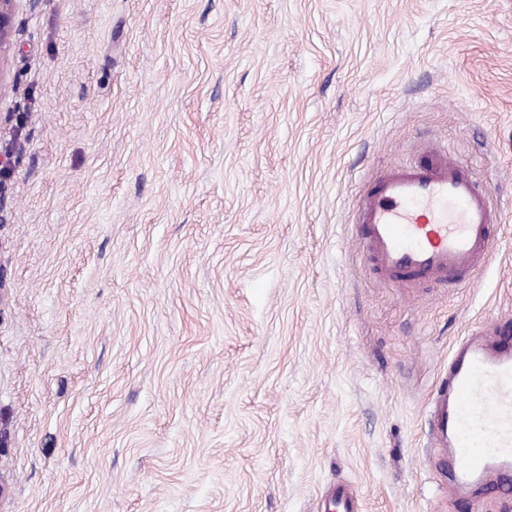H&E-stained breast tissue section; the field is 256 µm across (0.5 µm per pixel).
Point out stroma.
Wrapping results in <instances>:
<instances>
[{"instance_id": "obj_1", "label": "stroma", "mask_w": 512, "mask_h": 512, "mask_svg": "<svg viewBox=\"0 0 512 512\" xmlns=\"http://www.w3.org/2000/svg\"><path fill=\"white\" fill-rule=\"evenodd\" d=\"M442 146L490 257L382 279L359 198ZM5 149L0 512H512L424 422L512 319V0H16Z\"/></svg>"}]
</instances>
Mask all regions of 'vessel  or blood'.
<instances>
[{
	"label": "vessel or blood",
	"instance_id": "b4317fda",
	"mask_svg": "<svg viewBox=\"0 0 512 512\" xmlns=\"http://www.w3.org/2000/svg\"><path fill=\"white\" fill-rule=\"evenodd\" d=\"M450 154L393 168L361 199L362 241L378 271L461 284L489 256L500 221ZM427 439L466 494L502 488L512 475V339L482 331L460 340L427 404Z\"/></svg>",
	"mask_w": 512,
	"mask_h": 512
}]
</instances>
